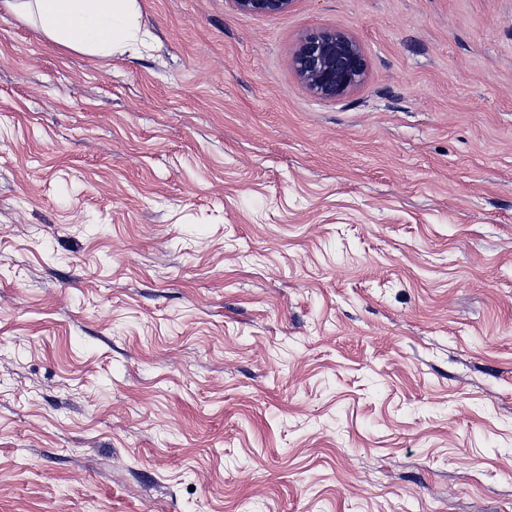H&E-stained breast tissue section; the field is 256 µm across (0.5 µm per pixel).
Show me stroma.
<instances>
[{
    "label": "stroma",
    "mask_w": 512,
    "mask_h": 512,
    "mask_svg": "<svg viewBox=\"0 0 512 512\" xmlns=\"http://www.w3.org/2000/svg\"><path fill=\"white\" fill-rule=\"evenodd\" d=\"M139 5L0 12V512H512V0ZM138 0H1L0 10L30 17L54 44L94 56L140 55L152 36L140 24ZM234 7L244 13L277 15L287 12L294 0H231ZM292 65L316 97L336 99L360 86L367 63L360 43L340 30L313 29L305 33Z\"/></svg>",
    "instance_id": "obj_1"
}]
</instances>
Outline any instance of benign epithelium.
I'll return each instance as SVG.
<instances>
[{
    "instance_id": "obj_1",
    "label": "benign epithelium",
    "mask_w": 512,
    "mask_h": 512,
    "mask_svg": "<svg viewBox=\"0 0 512 512\" xmlns=\"http://www.w3.org/2000/svg\"><path fill=\"white\" fill-rule=\"evenodd\" d=\"M294 0H232L244 13L277 15ZM292 65L307 89L322 99H336L360 86L367 63L360 43L340 30L313 29L305 33L293 55Z\"/></svg>"
}]
</instances>
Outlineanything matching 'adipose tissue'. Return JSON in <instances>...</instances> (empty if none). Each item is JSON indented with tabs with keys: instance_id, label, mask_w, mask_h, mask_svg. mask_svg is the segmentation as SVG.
<instances>
[{
	"instance_id": "1",
	"label": "adipose tissue",
	"mask_w": 512,
	"mask_h": 512,
	"mask_svg": "<svg viewBox=\"0 0 512 512\" xmlns=\"http://www.w3.org/2000/svg\"><path fill=\"white\" fill-rule=\"evenodd\" d=\"M0 10L30 17L49 41L90 55L152 48L137 0H0Z\"/></svg>"
}]
</instances>
